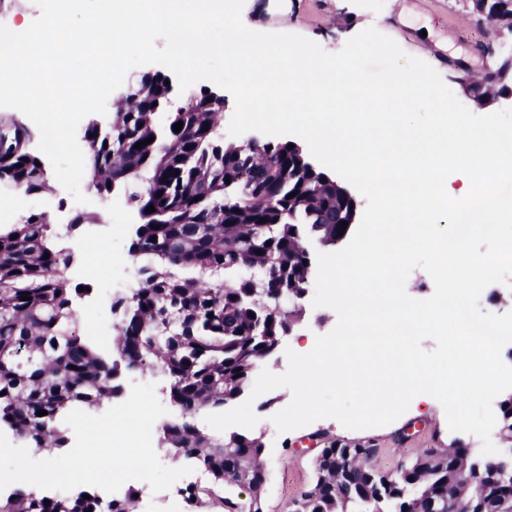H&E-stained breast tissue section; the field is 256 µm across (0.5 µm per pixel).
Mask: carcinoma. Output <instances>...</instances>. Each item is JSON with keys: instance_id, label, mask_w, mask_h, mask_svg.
<instances>
[{"instance_id": "1", "label": "carcinoma", "mask_w": 512, "mask_h": 512, "mask_svg": "<svg viewBox=\"0 0 512 512\" xmlns=\"http://www.w3.org/2000/svg\"><path fill=\"white\" fill-rule=\"evenodd\" d=\"M471 4L487 18L512 16V0ZM165 81L143 76L109 127L92 122L84 133L95 190L123 195L140 218L128 248L136 287L112 299L111 351L96 350L79 333L75 300L82 292L71 271L81 256L61 243L52 218L30 213L0 228V432L53 453L69 444L68 412L96 410L119 396L125 371L147 373L164 381L178 411L159 427V447L205 476L182 490L188 512H263V499L243 502L233 493L264 492L263 442L206 434L195 418L238 399L276 340L301 320L308 241L333 244L336 210L346 217L357 201L345 190L336 204V180L287 142L224 144L217 131L224 98L201 91L171 107ZM160 112L167 113L163 124ZM35 138L17 117L0 118V189L34 194L48 187L31 150ZM347 447L328 441L289 512H458L460 495L472 512H512L509 444L490 455L429 449L392 479L355 461L336 473ZM133 503L131 495L105 502L96 492L86 499L25 486L0 491V512H134Z\"/></svg>"}]
</instances>
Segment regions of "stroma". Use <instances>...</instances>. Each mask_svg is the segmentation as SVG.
Here are the masks:
<instances>
[{
	"mask_svg": "<svg viewBox=\"0 0 512 512\" xmlns=\"http://www.w3.org/2000/svg\"><path fill=\"white\" fill-rule=\"evenodd\" d=\"M247 21L271 29L304 36L325 52L336 53L359 33L362 25H376L407 54L434 56L443 82L455 97H462V77L481 78L512 55V34L500 32L474 14L466 0H250ZM85 202H76L57 180L48 189L28 195L27 209L48 212L59 226L73 216H83L82 226L74 231L69 245L82 255L73 278L86 287L76 309L85 335L93 345L112 346L110 302L113 290L135 287V265L126 256L137 212L123 197H104L85 189ZM337 321L328 307L307 306L299 326L282 343L280 352L263 366L272 373L288 367L286 349L314 343L316 336L330 332ZM292 399L290 389L271 390L253 403L259 421L253 435L264 442L263 458L268 471L264 491V512H287L288 506L311 478L310 455L301 453V441L317 431L349 443L375 448L373 463L383 471H393L430 448L481 447L472 434L450 431L441 404L417 414H403L393 423L366 430L344 428L333 419H321L307 426L278 432L271 417Z\"/></svg>",
	"mask_w": 512,
	"mask_h": 512,
	"instance_id": "stroma-1",
	"label": "stroma"
}]
</instances>
